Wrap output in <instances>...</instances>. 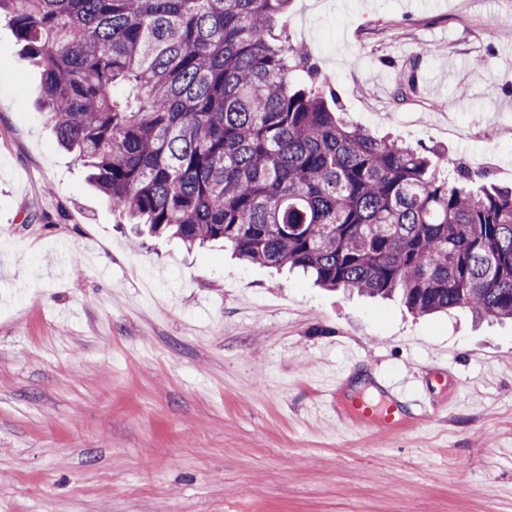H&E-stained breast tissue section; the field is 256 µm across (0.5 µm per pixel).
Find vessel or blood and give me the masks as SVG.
<instances>
[{"mask_svg":"<svg viewBox=\"0 0 512 512\" xmlns=\"http://www.w3.org/2000/svg\"><path fill=\"white\" fill-rule=\"evenodd\" d=\"M431 394L419 384L395 379H378L372 387V397L360 401L353 414L333 412L340 425L357 427L368 434L386 435L398 431L402 420L425 422L441 414Z\"/></svg>","mask_w":512,"mask_h":512,"instance_id":"b4317fda","label":"vessel or blood"}]
</instances>
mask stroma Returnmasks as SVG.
I'll return each mask as SVG.
<instances>
[{"label":"stroma","mask_w":512,"mask_h":512,"mask_svg":"<svg viewBox=\"0 0 512 512\" xmlns=\"http://www.w3.org/2000/svg\"><path fill=\"white\" fill-rule=\"evenodd\" d=\"M287 24L350 121L512 185V0H292ZM131 237L1 14L0 512H512L511 319ZM348 347L344 397L374 372L455 402L337 427L315 404Z\"/></svg>","instance_id":"1"}]
</instances>
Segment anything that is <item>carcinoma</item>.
<instances>
[{
	"label": "carcinoma",
	"instance_id": "obj_1",
	"mask_svg": "<svg viewBox=\"0 0 512 512\" xmlns=\"http://www.w3.org/2000/svg\"><path fill=\"white\" fill-rule=\"evenodd\" d=\"M291 0H0L58 143L151 235L512 318V188L344 120Z\"/></svg>",
	"mask_w": 512,
	"mask_h": 512
}]
</instances>
